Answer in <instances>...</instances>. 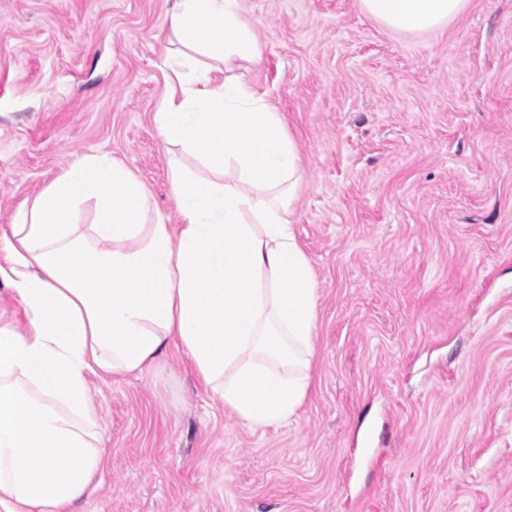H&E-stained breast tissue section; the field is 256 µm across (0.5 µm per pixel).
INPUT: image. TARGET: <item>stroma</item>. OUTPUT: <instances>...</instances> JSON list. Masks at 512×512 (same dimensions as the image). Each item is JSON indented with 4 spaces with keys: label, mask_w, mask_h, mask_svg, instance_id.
I'll list each match as a JSON object with an SVG mask.
<instances>
[{
    "label": "stroma",
    "mask_w": 512,
    "mask_h": 512,
    "mask_svg": "<svg viewBox=\"0 0 512 512\" xmlns=\"http://www.w3.org/2000/svg\"><path fill=\"white\" fill-rule=\"evenodd\" d=\"M173 0H0V245L97 149L177 227L154 114ZM245 80L302 178L291 220L318 289L296 423L250 429L183 348L96 372L107 428L76 512H512V0L393 33L357 0H241Z\"/></svg>",
    "instance_id": "stroma-1"
}]
</instances>
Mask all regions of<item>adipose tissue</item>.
I'll use <instances>...</instances> for the list:
<instances>
[{
	"mask_svg": "<svg viewBox=\"0 0 512 512\" xmlns=\"http://www.w3.org/2000/svg\"><path fill=\"white\" fill-rule=\"evenodd\" d=\"M470 0H358L392 32L420 35ZM164 66L180 95L154 114L174 165L177 232L147 223L150 198L92 152L17 213L7 280L26 333L0 325V512H74L103 469L95 370L144 373L178 343L250 428L295 421L310 387L317 289L289 219L301 178L281 115L244 82L262 47L240 0H175ZM95 221L76 223L79 205Z\"/></svg>",
	"mask_w": 512,
	"mask_h": 512,
	"instance_id": "adipose-tissue-1",
	"label": "adipose tissue"
}]
</instances>
